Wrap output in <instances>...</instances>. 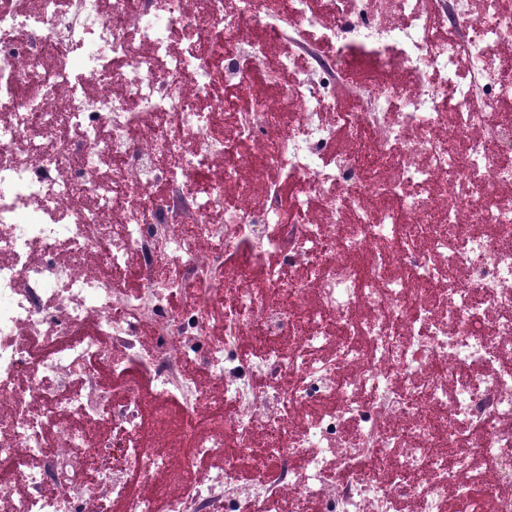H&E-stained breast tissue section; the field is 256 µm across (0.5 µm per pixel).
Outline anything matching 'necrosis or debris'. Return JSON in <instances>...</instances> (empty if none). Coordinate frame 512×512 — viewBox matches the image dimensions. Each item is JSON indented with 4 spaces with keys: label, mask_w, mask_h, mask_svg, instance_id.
<instances>
[{
    "label": "necrosis or debris",
    "mask_w": 512,
    "mask_h": 512,
    "mask_svg": "<svg viewBox=\"0 0 512 512\" xmlns=\"http://www.w3.org/2000/svg\"><path fill=\"white\" fill-rule=\"evenodd\" d=\"M501 3L431 19L400 0L398 27L364 8L327 23L310 0H289L297 27L323 28L336 55H310L283 87L295 128L252 98L229 139L212 132L229 106L217 90L249 95L261 75L263 44L247 31L270 0L231 12L225 0H0V512H100L107 500L156 512L158 496L166 512L301 500L316 512H512V114L474 109L475 97L512 94V57L491 55L512 38ZM434 22L463 34L434 41ZM463 56L480 91L457 78ZM364 62L411 82L356 98L342 151L322 116L341 74ZM115 160L122 176L104 177ZM256 165L299 188L298 221H282L280 191L243 180ZM205 239L223 245L200 249ZM132 253L134 293L115 278ZM100 259L113 278L90 275ZM166 261L179 274L162 281ZM184 290L192 305L171 310L166 294ZM224 295L235 304L214 344ZM91 323L149 353L154 395L180 406L195 454L222 467L197 474L186 460L180 492L130 493L129 475L172 460L142 445L136 386L101 406L87 369L99 338L81 333ZM45 334L69 342L30 361L29 338ZM243 336L259 345L250 364L236 356ZM189 360L213 373L229 411L202 433L203 398L180 378ZM64 415L81 427H58ZM104 417L110 442L97 436ZM88 448L111 463L93 483ZM268 463L271 479H240Z\"/></svg>",
    "instance_id": "4bbe7bcc"
}]
</instances>
